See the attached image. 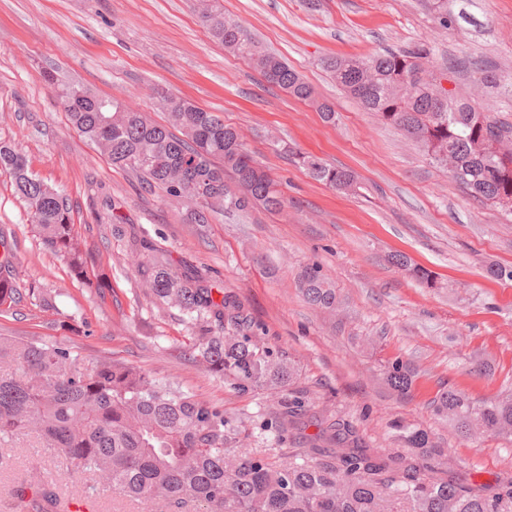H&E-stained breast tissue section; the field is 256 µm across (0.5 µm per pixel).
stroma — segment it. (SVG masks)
Masks as SVG:
<instances>
[{
	"label": "stroma",
	"instance_id": "35a3bbf8",
	"mask_svg": "<svg viewBox=\"0 0 512 512\" xmlns=\"http://www.w3.org/2000/svg\"><path fill=\"white\" fill-rule=\"evenodd\" d=\"M220 2L225 15L288 60L333 107L334 121L226 54L193 0H0V139L65 190L78 240L109 282L88 288L72 277L66 259L44 247L11 175L0 169V257L10 256L22 293L16 313L0 315V336H36L87 359L127 361L235 417L272 412L275 402L238 392L190 358L194 329L146 295L129 265L132 240L143 239L238 296L264 342L294 361L295 389L309 414L340 419L372 448L396 447L392 421L422 425L450 449L462 484L490 492L512 484L511 441L464 438L431 409L446 387L484 400L512 384V280L486 274L491 264L512 266V218L466 194L321 67L330 56L427 42L435 71L473 58L510 75L512 0H447L448 29L437 21L435 0ZM65 84L159 122L161 91L221 115L278 182L285 207L185 222V202L142 188L70 125L57 95ZM448 87L512 122V97L487 93L478 74H453ZM299 153L351 170L356 192L314 180L296 163ZM396 253L431 271L434 285L393 267ZM312 264L336 290L335 314L302 295L298 276ZM397 357L416 373L404 395L382 379ZM478 364L485 373H473ZM57 467L53 449L30 448L28 439L0 448V499Z\"/></svg>",
	"mask_w": 512,
	"mask_h": 512
}]
</instances>
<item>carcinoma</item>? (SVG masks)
I'll use <instances>...</instances> for the list:
<instances>
[{
    "mask_svg": "<svg viewBox=\"0 0 512 512\" xmlns=\"http://www.w3.org/2000/svg\"><path fill=\"white\" fill-rule=\"evenodd\" d=\"M198 17L229 54L242 58L266 82L293 98L316 105L325 121L331 105L288 63L268 52L240 20L224 15L220 0H196ZM431 55L424 44L372 57H327L321 65L339 88L420 144L443 164L467 193L497 205L512 196V151L496 138L512 139L502 122L471 98L447 92L433 97L436 75H413L407 59ZM59 96L72 127L92 140L112 165L138 173L149 188L191 204V224H208L227 212L285 206L277 183L245 148L235 127L219 115L163 93L165 123L105 99L90 90L64 87ZM299 162L317 181L338 191L355 185L354 174L312 156ZM0 169L12 174L43 243L66 258L74 278L92 285L89 261L77 242L71 207L61 190L42 181L16 146L0 141ZM130 264L153 299L179 310L198 329L192 353L206 369L243 393L279 397L260 429L274 435L269 448L245 444L246 420L208 405L175 383L140 367L102 357L83 360L72 348L34 337L0 336V444L34 436L55 451L60 479L76 482L93 474L101 488L135 501L137 512H512V489L489 494L465 487L426 463L442 457L427 430L395 421L399 448L365 446L344 424H328L306 448L285 449L288 428L302 423L304 405L290 392L295 364L265 345L236 295L214 297L218 285L202 272L176 266L157 248L135 249ZM392 264L431 286V272L403 255ZM300 287L311 306L336 311V289L320 267H306ZM21 302L11 261H0V315ZM410 364L397 357L384 380L406 394L413 385ZM435 415L464 437L512 438V388L483 401L453 388L433 401ZM19 512H60L56 481L39 478L12 491Z\"/></svg>",
    "mask_w": 512,
    "mask_h": 512,
    "instance_id": "cac0c4a2",
    "label": "carcinoma"
}]
</instances>
